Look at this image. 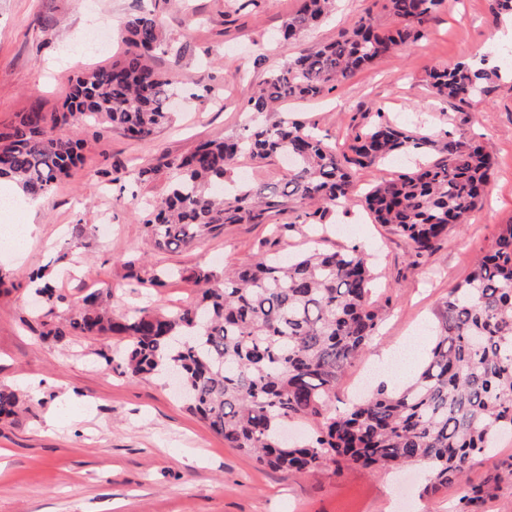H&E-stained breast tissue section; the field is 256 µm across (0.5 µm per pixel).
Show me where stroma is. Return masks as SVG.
Wrapping results in <instances>:
<instances>
[{
  "label": "stroma",
  "instance_id": "stroma-1",
  "mask_svg": "<svg viewBox=\"0 0 512 512\" xmlns=\"http://www.w3.org/2000/svg\"><path fill=\"white\" fill-rule=\"evenodd\" d=\"M145 2L0 0V129L34 106L62 111L73 79L109 64L121 50L117 44L104 52L85 50V33L100 20L118 31ZM296 7L297 0H168L161 7L167 43L156 65L191 89L213 88L217 100L183 102L175 122L144 141L116 131L100 137L90 126L59 128V136L84 141L78 168L41 198L24 254L0 238V273L15 284L0 294V385L20 396L16 420L0 423V512H395L400 500L406 512H459L460 488L421 495L427 473L415 465L315 476L262 467L226 447L159 377L132 379L99 362L96 351L118 349L119 337L61 345L25 325L33 312L28 276L44 266L69 306L108 283L112 308L129 313L188 304L198 289L176 278L133 291L126 262L145 274L162 266L237 268L255 259L276 223L288 227L278 239L284 254L306 249L307 229L296 223L290 202L272 224H228L180 252L156 251L138 204L164 196L168 180L161 175L139 184L130 174L132 164L183 155L202 141L239 132L248 120V98L272 71L299 49L334 41L364 9L373 10L382 29L396 25L381 0H338L327 23L286 45L275 33ZM504 28L493 19L489 0H452L416 43L400 46L317 100L287 106L289 115L314 122L341 151L381 111L420 137L484 135L493 158L485 199L432 252L415 255L403 236L371 223L360 197L337 215L336 233L324 248L357 245L376 255L374 298L385 310L376 338L345 371L337 407L362 387H377L378 377H365V370L376 367L383 349L430 331L449 291L512 224V74L502 73L464 103L439 98L429 84L432 71L459 62L482 58L487 69L499 66L494 49L504 43ZM104 214L112 226L106 236L100 230ZM69 250L73 259H64ZM48 378L52 386L40 391L26 386ZM511 459L512 437L493 454L472 459L467 480L484 488L474 512H512V479L490 480L495 467Z\"/></svg>",
  "mask_w": 512,
  "mask_h": 512
}]
</instances>
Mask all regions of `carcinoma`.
I'll return each instance as SVG.
<instances>
[{
  "label": "carcinoma",
  "mask_w": 512,
  "mask_h": 512,
  "mask_svg": "<svg viewBox=\"0 0 512 512\" xmlns=\"http://www.w3.org/2000/svg\"><path fill=\"white\" fill-rule=\"evenodd\" d=\"M279 32L290 43L318 25L335 0H298ZM446 0H383L397 20L380 29L364 10L336 40L299 50L270 74L247 101L252 115L242 131L200 142L185 155L165 156L134 169L140 183L170 173L166 195L142 213L147 237L162 251L220 234L226 224H269L282 200L295 202L296 219L312 228L336 224L354 192V169L388 161L421 142L377 113L356 136L352 155H339L300 119L273 107L321 96L400 45L417 42ZM124 50L109 66L76 77L63 112L32 108L0 132V180L18 182L34 197L49 194L81 161L82 141L55 134L63 123L86 119L99 131L145 140L172 122L180 96L169 75L153 65L163 50L164 20L156 9L130 15L121 30ZM499 76L467 63L431 72V85L448 100L465 102ZM436 159L399 171L369 187L364 205L377 224L392 227L418 253L433 248L448 226L463 224L478 204L492 169L479 137L449 134L429 141ZM286 156L293 167L281 184H238L240 159ZM134 288L161 287L174 277L206 286L199 300L172 310L142 309L117 316L107 308L112 288L88 294L83 306L55 322L67 302L45 270L29 276L44 311L39 335L57 344L75 337L122 336L118 366L136 377L176 371L188 409L224 443L275 470L320 473L362 467L381 471L420 463L423 494L461 485L470 461L489 455L512 434V224L499 233L473 273L448 294L429 356L401 389H377L344 410L332 397L345 369L370 345L380 320L372 300L374 269L364 250L315 247L296 256L263 249L246 268H161L144 279L126 265ZM18 397L0 387V422L17 414ZM295 419L314 423L305 443L280 435Z\"/></svg>",
  "instance_id": "cac0c4a2"
}]
</instances>
